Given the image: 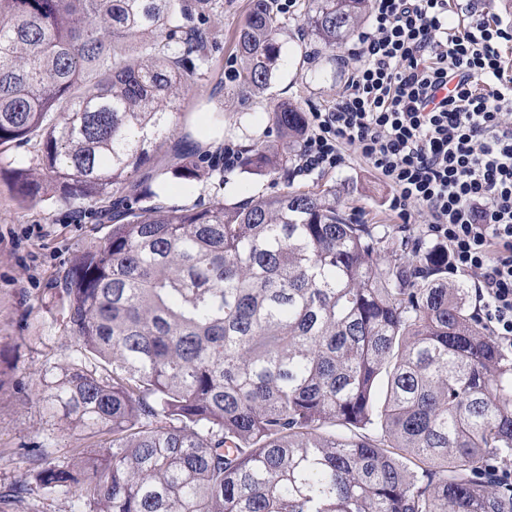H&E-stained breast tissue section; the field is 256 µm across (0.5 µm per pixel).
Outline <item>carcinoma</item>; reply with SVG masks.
Returning a JSON list of instances; mask_svg holds the SVG:
<instances>
[{
  "label": "carcinoma",
  "instance_id": "carcinoma-1",
  "mask_svg": "<svg viewBox=\"0 0 512 512\" xmlns=\"http://www.w3.org/2000/svg\"><path fill=\"white\" fill-rule=\"evenodd\" d=\"M372 0H308L333 48ZM224 0H0V154L41 138L13 170L19 202L49 184L109 226L73 254L53 292L67 332L112 366L72 361L48 412L98 454L44 463L0 499L89 481L75 512H512V355L448 280V256L283 189L227 203L140 205L129 181L146 144L174 135L189 81L212 75ZM275 0H250L238 85L284 64ZM303 112H272L287 138ZM293 155L255 143V175ZM224 176L221 148L174 151L182 180Z\"/></svg>",
  "mask_w": 512,
  "mask_h": 512
}]
</instances>
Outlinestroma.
Masks as SVG:
<instances>
[{
  "instance_id": "35a3bbf8",
  "label": "stroma",
  "mask_w": 512,
  "mask_h": 512,
  "mask_svg": "<svg viewBox=\"0 0 512 512\" xmlns=\"http://www.w3.org/2000/svg\"><path fill=\"white\" fill-rule=\"evenodd\" d=\"M307 0H296L285 14L280 35L288 62L276 71L269 89L253 94L242 91L235 79L199 80L190 87L176 118L177 135L193 142L249 145L279 143L268 121L276 105L289 102L301 111L335 101L346 78L340 61L344 47L319 48L303 25ZM249 0H224V14L212 18L222 29L212 56L218 69L235 64L236 32ZM276 173L254 177L228 174L224 198L238 201L252 194H270L284 188ZM294 187L319 192L334 189L336 203L355 210L371 224L397 233L399 223L389 207L390 188L363 162L338 171L298 177ZM107 229L97 224L90 208L76 209L48 192L35 206L19 204L0 175V488L29 474L39 463H68L77 453L97 450L101 437H92L60 417L50 416L44 401L47 384L70 361L105 373L107 366L82 353L75 338L65 332L61 313L49 296L58 274L72 254L103 241ZM38 456H30L31 448ZM78 489L42 493L20 503H1L0 512H73Z\"/></svg>"
}]
</instances>
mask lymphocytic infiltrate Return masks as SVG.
Here are the masks:
<instances>
[{"mask_svg": "<svg viewBox=\"0 0 512 512\" xmlns=\"http://www.w3.org/2000/svg\"><path fill=\"white\" fill-rule=\"evenodd\" d=\"M512 31L449 0H373L331 104L311 108L301 175L351 159L391 189L403 226L422 220L449 274L473 282L478 318L512 352Z\"/></svg>", "mask_w": 512, "mask_h": 512, "instance_id": "1", "label": "lymphocytic infiltrate"}]
</instances>
